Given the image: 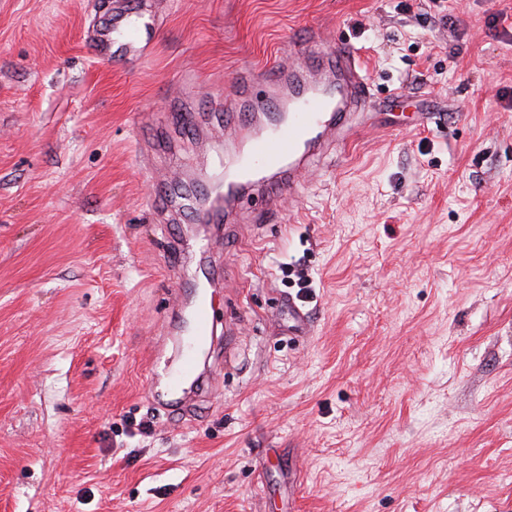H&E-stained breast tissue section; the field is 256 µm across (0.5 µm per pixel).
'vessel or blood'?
<instances>
[{"label":"vessel or blood","mask_w":512,"mask_h":512,"mask_svg":"<svg viewBox=\"0 0 512 512\" xmlns=\"http://www.w3.org/2000/svg\"><path fill=\"white\" fill-rule=\"evenodd\" d=\"M158 0H144L137 14L112 11L108 20L93 25L90 46L101 60H110L113 47L131 53L141 63V47L160 15ZM306 67L278 63L267 70L235 80L230 98L214 101L213 111L223 112L225 133L246 143L245 159L225 174L223 193H191L196 220L201 224H228L251 198L262 208L256 221L265 222L280 212L284 196H296L303 186L302 173L311 159L340 142L350 113L363 109L369 95L360 55L343 42L316 41ZM214 322L211 299L200 298L194 317L198 343H206ZM195 361L187 357L169 367L168 392H179L194 373Z\"/></svg>","instance_id":"vessel-or-blood-1"}]
</instances>
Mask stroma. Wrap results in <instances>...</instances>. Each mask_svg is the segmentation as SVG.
Returning a JSON list of instances; mask_svg holds the SVG:
<instances>
[{
    "mask_svg": "<svg viewBox=\"0 0 512 512\" xmlns=\"http://www.w3.org/2000/svg\"><path fill=\"white\" fill-rule=\"evenodd\" d=\"M115 2L0 0V512H512V0H166L134 71L85 43ZM316 32L366 63L348 145L269 222L160 215ZM212 299L203 296L199 299L194 317V332L199 345L206 343L214 322ZM195 361L194 358L186 357L183 361L176 365L171 366L165 377V387L170 393H177L182 388L183 382L194 373Z\"/></svg>",
    "mask_w": 512,
    "mask_h": 512,
    "instance_id": "1",
    "label": "stroma"
}]
</instances>
